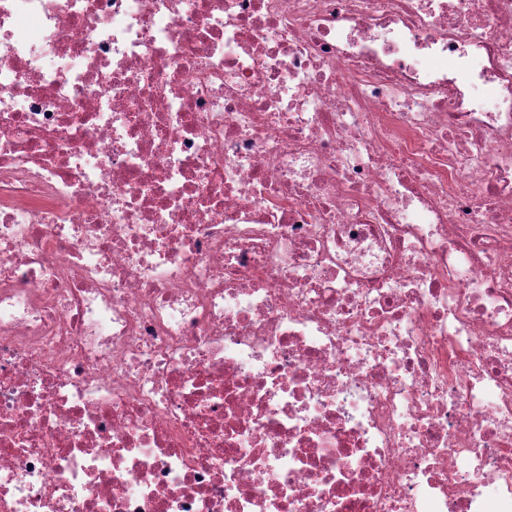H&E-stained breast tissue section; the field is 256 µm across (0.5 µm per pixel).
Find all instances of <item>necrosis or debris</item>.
I'll return each mask as SVG.
<instances>
[{
	"instance_id": "necrosis-or-debris-1",
	"label": "necrosis or debris",
	"mask_w": 512,
	"mask_h": 512,
	"mask_svg": "<svg viewBox=\"0 0 512 512\" xmlns=\"http://www.w3.org/2000/svg\"><path fill=\"white\" fill-rule=\"evenodd\" d=\"M0 512H512V0H0Z\"/></svg>"
}]
</instances>
